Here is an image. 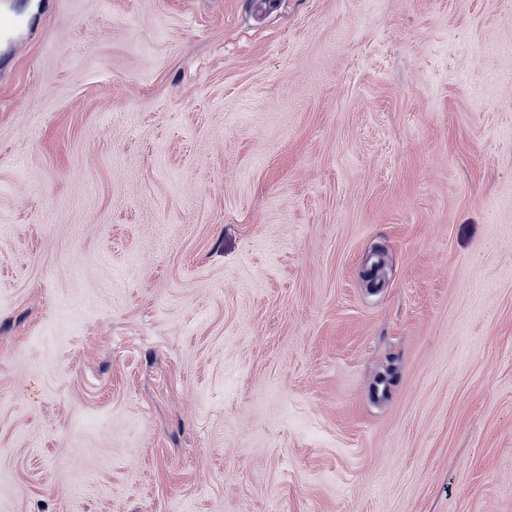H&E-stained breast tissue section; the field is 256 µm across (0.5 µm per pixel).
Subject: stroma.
<instances>
[{"instance_id": "obj_1", "label": "stroma", "mask_w": 512, "mask_h": 512, "mask_svg": "<svg viewBox=\"0 0 512 512\" xmlns=\"http://www.w3.org/2000/svg\"><path fill=\"white\" fill-rule=\"evenodd\" d=\"M10 2L0 512H512V0Z\"/></svg>"}]
</instances>
